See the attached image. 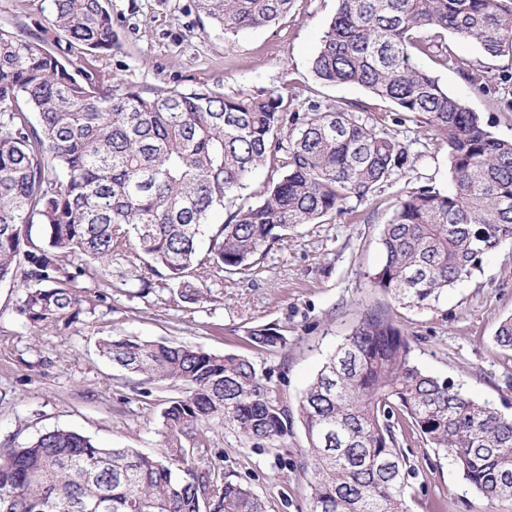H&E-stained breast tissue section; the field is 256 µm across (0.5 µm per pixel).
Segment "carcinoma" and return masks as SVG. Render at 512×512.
<instances>
[{"instance_id":"obj_1","label":"carcinoma","mask_w":512,"mask_h":512,"mask_svg":"<svg viewBox=\"0 0 512 512\" xmlns=\"http://www.w3.org/2000/svg\"><path fill=\"white\" fill-rule=\"evenodd\" d=\"M292 2L197 6L235 37L278 22ZM107 4L54 0L52 24L71 42L109 51ZM426 29L474 41L492 57L511 53L512 0H337L312 59L319 81L364 88L420 118L448 147L452 189L397 197L380 234L382 263L369 275L372 287L420 309L512 244V139L493 136L478 113L411 64L412 54L439 48L420 38ZM360 110L341 102L300 112L277 90L96 83L40 38L0 29V282L26 284L18 312L42 332L79 322L90 292L106 303L121 261L138 294L165 276L181 300L197 301L203 286L254 270L289 229L369 199L408 168V144ZM267 165L278 176L262 199L230 212L200 253L211 214ZM247 336L261 350L286 348L275 325ZM493 341L512 350V316ZM98 351L140 385L182 388L161 414L163 448L148 456L66 429L13 440L0 447V512H268L251 488L224 477V453L210 448L217 420L257 448L275 446L299 421L309 512H408L401 445L409 439L445 452L485 499L512 501V418L426 373L386 307L366 310L295 414L242 355L131 337L103 339Z\"/></svg>"}]
</instances>
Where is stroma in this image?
<instances>
[{
	"instance_id": "35a3bbf8",
	"label": "stroma",
	"mask_w": 512,
	"mask_h": 512,
	"mask_svg": "<svg viewBox=\"0 0 512 512\" xmlns=\"http://www.w3.org/2000/svg\"><path fill=\"white\" fill-rule=\"evenodd\" d=\"M108 3L115 42L96 54L68 45L52 25L53 0H0V29L41 37L47 48L66 54L74 69L96 81L118 78L145 90L206 85L226 94L276 88L302 111L313 104L357 102L366 115H384L390 133L411 138L415 156L396 183L381 185L369 200H348L330 223L298 225L266 251L255 271L225 278L196 302L177 300L168 281L147 296L137 295L133 284L116 274L110 303L71 327L40 332L16 311L24 293L20 281L0 283V392L6 394L0 401V444L63 428L152 455L163 444L161 413L175 391L155 386L150 397L137 396L134 377L100 356L99 340L167 339L247 356L268 378L278 401L295 407L366 309L392 304L367 278L381 261V226L400 190L448 189V148L429 127L401 120L361 87L316 80L311 62L336 0H293L276 24L229 41L198 12L195 0ZM442 41L467 59L468 69L424 55L416 56V63L479 113L487 130L511 139L512 55L490 57L476 43L449 34ZM393 306L425 371L462 384L469 395L512 417V351L492 341L499 322L512 315V245L486 256L481 273L449 289L434 308ZM265 324L279 327L288 339L286 349L252 347L247 328ZM210 439L224 454L225 477L251 487L267 500L269 512H309L301 425H294L281 448L252 447L220 421ZM402 451L411 512H512L510 501H486L443 453L410 440Z\"/></svg>"
}]
</instances>
